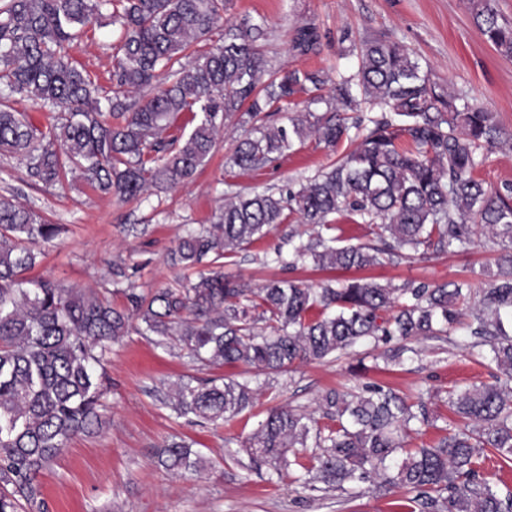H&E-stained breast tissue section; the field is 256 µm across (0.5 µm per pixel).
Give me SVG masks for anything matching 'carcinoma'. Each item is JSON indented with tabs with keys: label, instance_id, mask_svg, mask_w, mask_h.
I'll return each instance as SVG.
<instances>
[{
	"label": "carcinoma",
	"instance_id": "1",
	"mask_svg": "<svg viewBox=\"0 0 512 512\" xmlns=\"http://www.w3.org/2000/svg\"><path fill=\"white\" fill-rule=\"evenodd\" d=\"M229 0H3L0 3V156L26 162L29 178L53 184L78 171L122 201L150 189L176 187L204 166L226 122L241 109L257 123L245 132L231 166L258 170L310 136L328 147L353 148L296 191L235 193L224 198L216 223L192 227L171 251L172 264L212 263L262 240L291 214L317 231L288 235V268L364 269L429 252L469 250L481 233L504 254L486 287L467 280L396 286L368 278L270 280L258 290L201 272L180 288L148 296L128 284L129 308L118 310L95 290L66 288L25 273L36 264L31 244L59 238L63 227L0 196V512H19L24 499L41 500L38 474L79 434L106 423L109 343L136 330L156 344L176 346L202 366L242 365L267 376L323 361L357 345L448 338L486 368L491 383L448 390L456 422L432 445L408 448L405 439L433 425L421 391L416 405L391 389L368 386L348 395L328 391L326 422L288 407L270 410L242 444L250 463L274 474L299 472L303 484L343 492L370 483L387 495L411 494L410 512H512L483 471L488 451L512 464V186L491 190L475 172L505 141L496 116L447 94L410 52L382 37L363 41L352 73L336 72L335 96L317 94L326 70L272 67L256 42L258 24L224 29ZM474 23L495 49L512 56V26L500 21L495 0H469ZM111 7L121 29L114 46L112 96L102 108L99 86L78 69L72 53L86 26ZM299 56L317 55L313 24L292 40ZM163 86L136 104L130 93ZM299 92L325 105L301 112L289 125L266 122ZM27 100L55 113L36 127L14 108ZM359 116L350 118L347 112ZM190 112L192 130L172 135L174 116ZM349 212L372 226L379 244L337 245L330 217ZM321 308L317 318L309 317ZM468 319L469 333L452 331ZM246 380L176 382L167 405L224 424L254 405ZM317 448L309 462L305 451ZM158 463L183 478L204 463L184 442L158 452Z\"/></svg>",
	"mask_w": 512,
	"mask_h": 512
}]
</instances>
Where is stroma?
Masks as SVG:
<instances>
[{
    "label": "stroma",
    "mask_w": 512,
    "mask_h": 512,
    "mask_svg": "<svg viewBox=\"0 0 512 512\" xmlns=\"http://www.w3.org/2000/svg\"><path fill=\"white\" fill-rule=\"evenodd\" d=\"M245 21L266 30L267 37L258 46L276 67L349 70L356 57L340 54L341 44L384 36L405 46L433 80L494 113L512 132V57L501 55L487 41L467 0H231L225 24ZM307 23L321 32L322 49L319 55L301 57L292 49V37ZM118 37V28L103 15L87 26L73 52L77 67L88 72L105 97L112 94V45ZM240 133L236 123H229L212 158L190 180L137 200L119 201L76 173L56 184L34 183L24 161L1 156L0 194L14 196L44 220L64 227L54 243L38 244L36 273L51 274L70 288L95 289L120 308L127 300L113 282L114 266H124L144 294L196 280L199 272L210 270L209 261L196 269L167 261L189 226L213 224L225 196L236 192L299 189L337 157L311 137L293 153L244 172L228 163ZM298 227L296 218L287 219L263 240L226 258L224 274L253 288L271 279L315 286L358 274L396 285L443 284L462 277L479 285L483 267L494 264L500 254L499 249L478 243L465 253L387 262L358 274L274 264L276 250L285 247L289 233ZM107 359L110 422L97 434L72 438L60 457L41 471V512H397L406 501L404 491L381 496L365 489L354 498L337 491H311L296 482L294 473L286 471L272 479L248 470L241 445L270 408L285 405L314 412L326 392L357 393L368 385L389 387L408 398L417 390H430L429 408L436 425L421 440L433 443L452 418L446 404L448 388L490 379L485 369L447 341L420 340L401 366L353 354L307 363L276 377L255 376L261 391L254 407L216 427L192 415L177 416L167 407L166 394L173 383L191 377L246 378L244 367H200L178 349L159 346L133 330L112 342ZM180 440L192 443L206 461L198 477H173L156 462L157 448Z\"/></svg>",
    "instance_id": "1"
}]
</instances>
